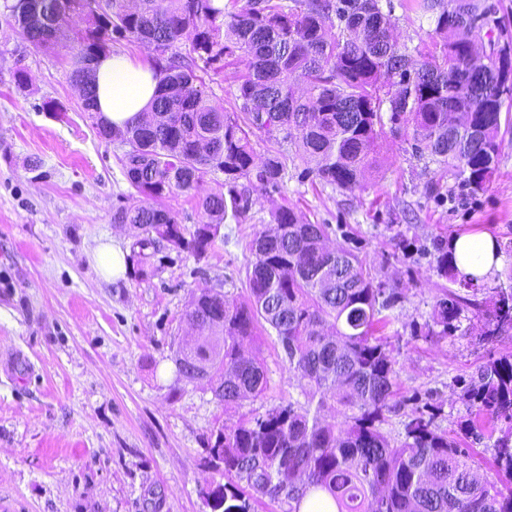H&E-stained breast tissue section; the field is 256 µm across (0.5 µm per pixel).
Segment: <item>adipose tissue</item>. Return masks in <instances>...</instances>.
Listing matches in <instances>:
<instances>
[{"instance_id":"adipose-tissue-1","label":"adipose tissue","mask_w":512,"mask_h":512,"mask_svg":"<svg viewBox=\"0 0 512 512\" xmlns=\"http://www.w3.org/2000/svg\"><path fill=\"white\" fill-rule=\"evenodd\" d=\"M97 101L102 119L121 127L149 107L158 79L149 63L125 54H111L96 66ZM459 275L489 280L503 264L499 244L490 233H464L449 244Z\"/></svg>"}]
</instances>
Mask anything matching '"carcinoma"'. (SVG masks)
<instances>
[{"label": "carcinoma", "instance_id": "carcinoma-1", "mask_svg": "<svg viewBox=\"0 0 512 512\" xmlns=\"http://www.w3.org/2000/svg\"><path fill=\"white\" fill-rule=\"evenodd\" d=\"M4 8L14 31L45 49L56 46L50 23L83 20L70 81L99 136L127 147L122 170L140 200L119 207L113 223L141 229L132 244L138 277L162 247L201 260L224 225L247 220L253 194L281 190L285 163L277 155L256 162L253 136L294 144L311 164L307 176L349 193L364 187L389 134L439 165L429 194L449 175L478 192L498 161L500 87L512 81V46L493 43L481 67L466 64L474 0H405L406 10L433 24L412 50L395 38L398 18L381 0H11ZM110 36L147 47L160 76L150 108L122 129L100 119L93 70L81 66L110 51ZM229 67L237 68L230 111L210 100L206 86ZM215 171L224 183L199 194ZM178 192L197 199L206 221H179L166 204ZM330 230L281 204L250 242L248 300L209 288L190 296L185 316L194 339L177 352L180 376L192 365L226 405L260 396L265 364L243 345L264 322L305 398L215 432L209 447L221 449L224 500L248 491L300 512L321 492L336 512H512V355L490 357L462 389L470 443L449 438L437 424L440 407L416 396L404 437L394 440L384 423L396 402L398 361L376 331L405 295L371 276L348 231L328 245ZM416 253L467 292L437 301L424 338L458 330L468 312L488 339L512 329V285L489 289L483 303L484 286L458 277L448 241ZM496 431L490 481L470 444Z\"/></svg>", "mask_w": 512, "mask_h": 512}]
</instances>
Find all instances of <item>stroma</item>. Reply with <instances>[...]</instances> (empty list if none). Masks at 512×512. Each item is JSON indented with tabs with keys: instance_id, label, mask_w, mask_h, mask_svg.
Returning <instances> with one entry per match:
<instances>
[{
	"instance_id": "obj_1",
	"label": "stroma",
	"mask_w": 512,
	"mask_h": 512,
	"mask_svg": "<svg viewBox=\"0 0 512 512\" xmlns=\"http://www.w3.org/2000/svg\"><path fill=\"white\" fill-rule=\"evenodd\" d=\"M487 15L472 31L477 47L512 43V0H478ZM76 49L66 41L40 49L22 40L0 10V512H205L203 492L222 475L208 441L242 415L303 396L274 337L257 336L268 384L257 398L227 407L203 383L177 372L174 354L189 333L192 290L247 297L246 245L269 212L287 202L314 223L343 225L376 278L398 282L406 298L384 334L398 347V395L389 414L402 430L412 395L440 406L438 424L458 437L461 390L489 355L512 354V331L488 343L480 321L462 318L445 338L421 335L437 299L452 289L427 260L383 263L388 242L418 244L462 233L496 237L512 273V122L501 127L496 171L483 191L444 179L424 191L435 164L413 156L402 138L380 144L363 190L348 193L302 175L305 161L286 154L281 192L255 194L247 223L225 225L197 260L166 249L151 275L106 280L94 258L109 240L131 249L113 223L138 195L122 173V147L99 137L70 80ZM24 70L27 89L13 74ZM55 100L63 117L43 111Z\"/></svg>"
}]
</instances>
